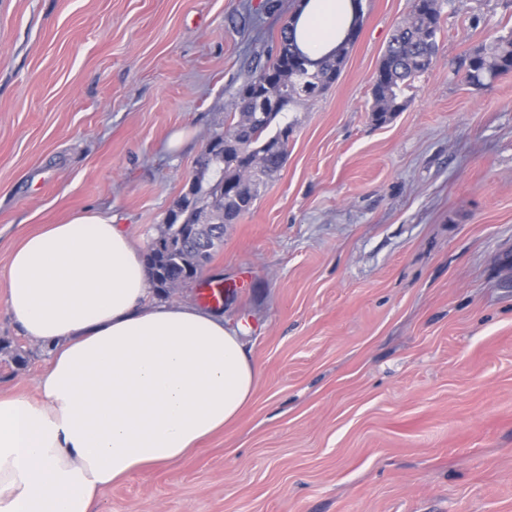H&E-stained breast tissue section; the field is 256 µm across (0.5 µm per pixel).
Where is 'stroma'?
Returning <instances> with one entry per match:
<instances>
[{"label":"stroma","mask_w":512,"mask_h":512,"mask_svg":"<svg viewBox=\"0 0 512 512\" xmlns=\"http://www.w3.org/2000/svg\"><path fill=\"white\" fill-rule=\"evenodd\" d=\"M296 0H0V393L46 346L7 313L26 235L88 210L147 250ZM288 158L196 279L259 371L237 422L103 490L99 512H512V72L453 73L512 0L445 7L435 63L386 124L371 79L409 0H362ZM184 140L173 148L174 133Z\"/></svg>","instance_id":"1"}]
</instances>
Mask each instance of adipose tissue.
<instances>
[{
  "mask_svg": "<svg viewBox=\"0 0 512 512\" xmlns=\"http://www.w3.org/2000/svg\"><path fill=\"white\" fill-rule=\"evenodd\" d=\"M297 42L329 54L349 0H301ZM146 261L110 216L26 236L5 306L50 349L37 394H0V512H97L100 492L178 461L235 423L259 372L222 314L151 300Z\"/></svg>",
  "mask_w": 512,
  "mask_h": 512,
  "instance_id": "ef3b65f1",
  "label": "adipose tissue"
}]
</instances>
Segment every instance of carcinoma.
<instances>
[{"instance_id":"1","label":"carcinoma","mask_w":512,"mask_h":512,"mask_svg":"<svg viewBox=\"0 0 512 512\" xmlns=\"http://www.w3.org/2000/svg\"><path fill=\"white\" fill-rule=\"evenodd\" d=\"M447 0H410L408 16L412 22L398 25L372 76V106L374 120L382 125L403 111L405 91L429 66L422 60L436 57L443 32V9ZM278 44H287L301 55L295 36V21L290 20L280 30ZM471 60L464 81L475 87L489 86L498 76L512 70V29L497 36L488 45H480L465 53ZM342 63L326 55L316 61L315 70H297L293 57L275 54L272 61L255 70L237 91L236 112L224 133L214 139L228 141L224 155L211 161L214 176L196 186V200L207 205L214 200L222 202L219 226L231 224L250 212L260 196V187L267 185L282 168L290 124L270 132L276 118L301 98H315L337 81ZM285 94L288 100L275 110L257 112V118L245 124L244 111L262 98ZM262 154L265 165L258 171L246 173L251 155ZM248 174L255 185L254 192L236 194L227 184ZM224 239V231L214 232L190 223L186 213L167 217L164 230L149 246L146 257L153 287L166 292L176 278L186 284L196 278L200 269L211 259L212 253Z\"/></svg>"}]
</instances>
